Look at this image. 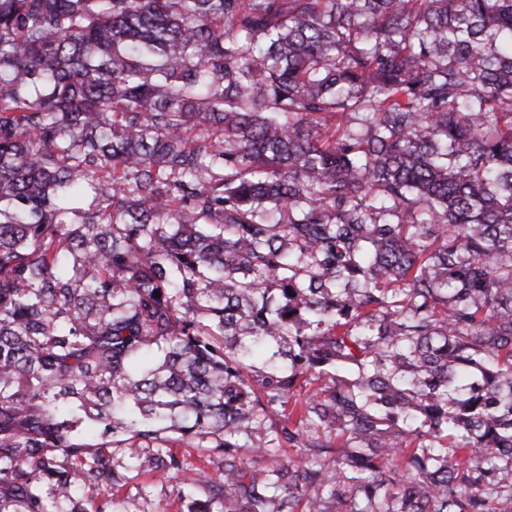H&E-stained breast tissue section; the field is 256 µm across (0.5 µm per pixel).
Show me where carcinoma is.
<instances>
[{
    "label": "carcinoma",
    "mask_w": 512,
    "mask_h": 512,
    "mask_svg": "<svg viewBox=\"0 0 512 512\" xmlns=\"http://www.w3.org/2000/svg\"><path fill=\"white\" fill-rule=\"evenodd\" d=\"M114 448L512 512V0H0V512H109Z\"/></svg>",
    "instance_id": "carcinoma-1"
}]
</instances>
